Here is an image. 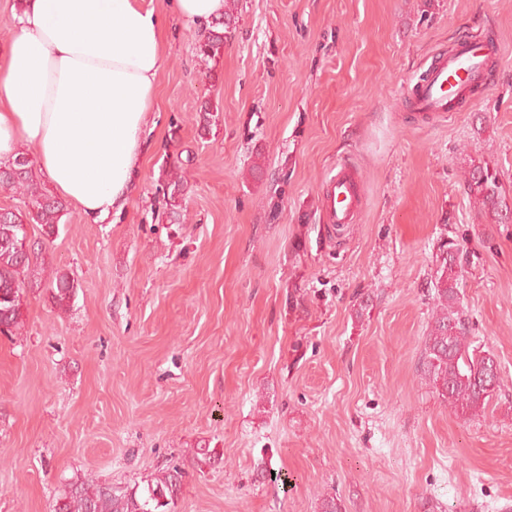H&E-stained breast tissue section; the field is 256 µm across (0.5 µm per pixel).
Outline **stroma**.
Instances as JSON below:
<instances>
[{
    "label": "stroma",
    "instance_id": "stroma-1",
    "mask_svg": "<svg viewBox=\"0 0 512 512\" xmlns=\"http://www.w3.org/2000/svg\"><path fill=\"white\" fill-rule=\"evenodd\" d=\"M235 5L208 70L205 28L153 0L165 58L133 192L102 221L72 207L32 232L40 279L0 334V512H52L88 477L141 494L172 467L171 512H512V223L463 180L490 161L512 206V0ZM477 31L503 48L488 88L448 116L414 110L433 56ZM342 162L364 205L338 227L322 193ZM448 239L500 373L473 416L420 369ZM182 163L176 158L169 164V170L166 172L165 191L170 206V214L174 220H180V212L183 197L186 194L187 181L182 176ZM180 172V173H179Z\"/></svg>",
    "mask_w": 512,
    "mask_h": 512
}]
</instances>
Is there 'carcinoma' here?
<instances>
[{
  "label": "carcinoma",
  "instance_id": "1",
  "mask_svg": "<svg viewBox=\"0 0 512 512\" xmlns=\"http://www.w3.org/2000/svg\"><path fill=\"white\" fill-rule=\"evenodd\" d=\"M233 14L226 12L212 23L207 35L196 45V55L208 64L217 61L230 34ZM34 163L20 153L12 162L0 165V187L22 196L23 207L0 209V324L12 333L22 324V285L38 280L41 268L38 254L21 252L16 243L23 237L22 225H37L41 234L52 236L67 214V202L49 193L36 179ZM182 163L174 159L166 172L165 195L170 214L180 219L179 209L186 194L187 181ZM464 181L473 204L503 224L512 217L498 172L486 160H470ZM464 279L461 263L442 257L433 284L435 312L424 340L421 373L456 412L476 415L485 409L499 384V375L490 373L497 366L494 355L479 350L469 338V321L461 305L460 288ZM73 294L67 276L56 280L55 303L67 305ZM180 472L166 470L138 497L116 490L92 478L75 483L56 498L54 512H162L170 505L179 483Z\"/></svg>",
  "mask_w": 512,
  "mask_h": 512
}]
</instances>
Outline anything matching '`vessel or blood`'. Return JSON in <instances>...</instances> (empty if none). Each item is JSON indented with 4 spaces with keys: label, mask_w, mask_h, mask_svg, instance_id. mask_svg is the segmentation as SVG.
I'll use <instances>...</instances> for the list:
<instances>
[{
    "label": "vessel or blood",
    "mask_w": 512,
    "mask_h": 512,
    "mask_svg": "<svg viewBox=\"0 0 512 512\" xmlns=\"http://www.w3.org/2000/svg\"><path fill=\"white\" fill-rule=\"evenodd\" d=\"M501 54L499 44L476 33L459 41L447 53L434 56L426 78L410 90L412 107L419 112H455L486 84L488 69ZM324 206L329 223H353L360 212L359 178L352 166L337 165L326 182Z\"/></svg>",
    "instance_id": "obj_1"
}]
</instances>
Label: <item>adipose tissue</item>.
Returning a JSON list of instances; mask_svg holds the SVG:
<instances>
[{"instance_id": "1", "label": "adipose tissue", "mask_w": 512, "mask_h": 512, "mask_svg": "<svg viewBox=\"0 0 512 512\" xmlns=\"http://www.w3.org/2000/svg\"><path fill=\"white\" fill-rule=\"evenodd\" d=\"M163 62L148 0H23L0 52V164L33 147L56 194L84 215L122 208Z\"/></svg>"}]
</instances>
